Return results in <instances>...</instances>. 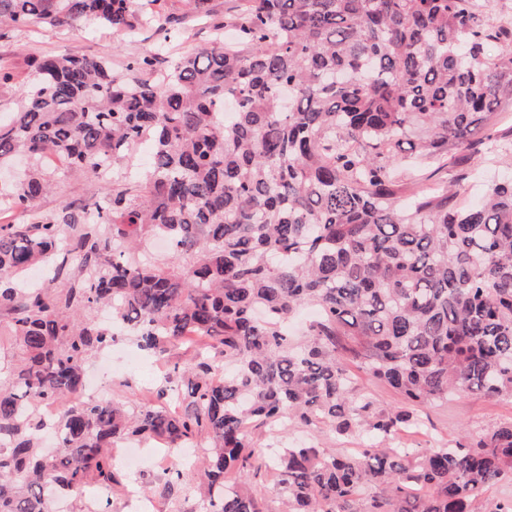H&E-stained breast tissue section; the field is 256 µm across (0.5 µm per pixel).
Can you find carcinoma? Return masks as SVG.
Returning a JSON list of instances; mask_svg holds the SVG:
<instances>
[{"label": "carcinoma", "mask_w": 512, "mask_h": 512, "mask_svg": "<svg viewBox=\"0 0 512 512\" xmlns=\"http://www.w3.org/2000/svg\"><path fill=\"white\" fill-rule=\"evenodd\" d=\"M196 50L112 61L45 52L0 124V312L22 355L0 380V512H53L94 484L126 488L120 442L202 447L206 512H270L248 481L275 477L282 512H482L512 482V422L451 448H398L417 408L460 392L512 399V180L478 206L434 185L398 204L395 152L448 164L512 155L486 134L512 102V12L498 0H238ZM161 0H0V28L92 23L134 32L164 21ZM152 161L133 174L134 150ZM91 173L102 201H37L60 176ZM160 238L159 261L146 242ZM43 262L64 288H18ZM109 307L141 346L195 353L165 373L157 403L77 401L85 361L112 332L84 319ZM302 307L319 316L296 339ZM351 355L403 406L380 408ZM53 403L48 422L38 408ZM325 425L371 442L256 452L251 430ZM56 448L41 447L46 427Z\"/></svg>", "instance_id": "cac0c4a2"}]
</instances>
